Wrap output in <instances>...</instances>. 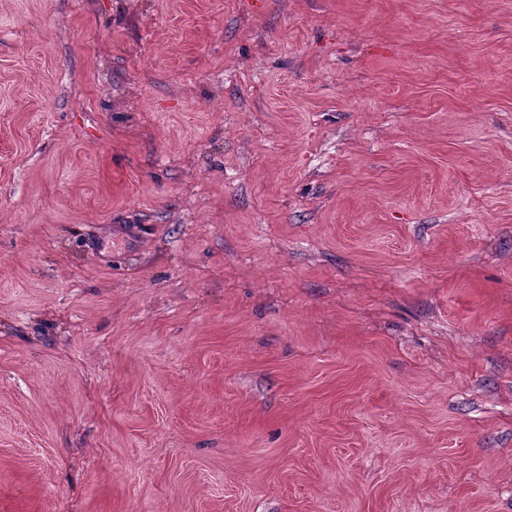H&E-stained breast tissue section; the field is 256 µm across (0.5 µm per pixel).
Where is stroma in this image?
<instances>
[{"label":"stroma","instance_id":"stroma-1","mask_svg":"<svg viewBox=\"0 0 512 512\" xmlns=\"http://www.w3.org/2000/svg\"><path fill=\"white\" fill-rule=\"evenodd\" d=\"M0 512H512V0H0Z\"/></svg>","mask_w":512,"mask_h":512}]
</instances>
